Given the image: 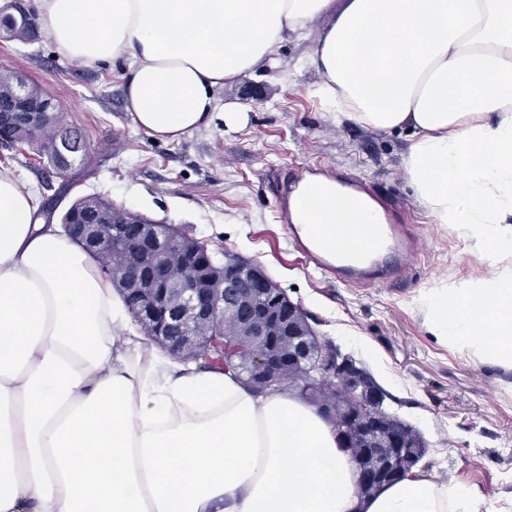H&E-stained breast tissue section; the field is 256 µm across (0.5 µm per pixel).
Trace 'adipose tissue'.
Wrapping results in <instances>:
<instances>
[{"mask_svg":"<svg viewBox=\"0 0 512 512\" xmlns=\"http://www.w3.org/2000/svg\"><path fill=\"white\" fill-rule=\"evenodd\" d=\"M35 0L57 54L126 61L134 128L167 143L248 114L216 93L306 42L312 93L339 126L407 131L404 174L434 223L469 239L477 277L422 299L429 332L512 370V0ZM313 223L361 243L366 209ZM0 512H481L410 473L375 494L336 428L279 389L174 360L131 327L110 277L0 172Z\"/></svg>","mask_w":512,"mask_h":512,"instance_id":"1","label":"adipose tissue"}]
</instances>
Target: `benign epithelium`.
I'll return each mask as SVG.
<instances>
[{"label": "benign epithelium", "mask_w": 512, "mask_h": 512, "mask_svg": "<svg viewBox=\"0 0 512 512\" xmlns=\"http://www.w3.org/2000/svg\"><path fill=\"white\" fill-rule=\"evenodd\" d=\"M80 245L104 260L112 249L139 255L137 262L112 274L132 316L155 344L181 357L194 358L224 347V318L237 317L261 347L250 350V382L262 389L293 385L291 370L311 387L326 386L347 392L350 403L368 404L367 418L354 411L344 416L345 445L361 460L378 456L377 468L357 466L358 484L384 486L400 480L423 456V438L411 426L367 400L380 393L370 373L349 362L338 348L317 339L301 307L281 289L269 287L261 267L240 258L217 265L208 257L197 260L198 239L172 231L161 234L154 224L126 219L101 224L92 214L81 226ZM247 269L242 280L239 272Z\"/></svg>", "instance_id": "7a95c632"}]
</instances>
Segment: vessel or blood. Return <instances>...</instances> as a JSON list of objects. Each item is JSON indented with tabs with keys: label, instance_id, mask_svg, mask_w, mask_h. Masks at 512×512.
<instances>
[{
	"label": "vessel or blood",
	"instance_id": "obj_1",
	"mask_svg": "<svg viewBox=\"0 0 512 512\" xmlns=\"http://www.w3.org/2000/svg\"><path fill=\"white\" fill-rule=\"evenodd\" d=\"M336 184L338 196L366 197L370 191L358 176H337L325 170L297 172L280 185L281 216L289 224L293 245L303 252L322 274L351 285L369 286L401 270L415 255L417 244L392 204L378 202L366 249H337L328 246L307 220L323 200L325 182Z\"/></svg>",
	"mask_w": 512,
	"mask_h": 512
}]
</instances>
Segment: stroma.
Listing matches in <instances>:
<instances>
[{
	"instance_id": "stroma-1",
	"label": "stroma",
	"mask_w": 512,
	"mask_h": 512,
	"mask_svg": "<svg viewBox=\"0 0 512 512\" xmlns=\"http://www.w3.org/2000/svg\"><path fill=\"white\" fill-rule=\"evenodd\" d=\"M291 40L278 62L218 90L249 112L236 134L223 123L178 143L138 133L125 110L119 68H85L56 54L46 37L0 40V71L25 74L59 106L65 125L86 137V174L66 192L39 146L0 147V171L30 186L35 200L66 210L80 197L175 224L205 240L216 260L235 254L260 266L299 304L320 340L352 356L385 391L383 408L426 442L417 470L479 492L491 512H512V371L481 366L438 343L415 300L479 270L472 244L433 223L402 169L406 132L335 126L308 93L315 77L300 67ZM330 166L365 178L395 201L420 242L402 273L353 287L317 271L296 252L278 218L275 185L286 172Z\"/></svg>"
}]
</instances>
